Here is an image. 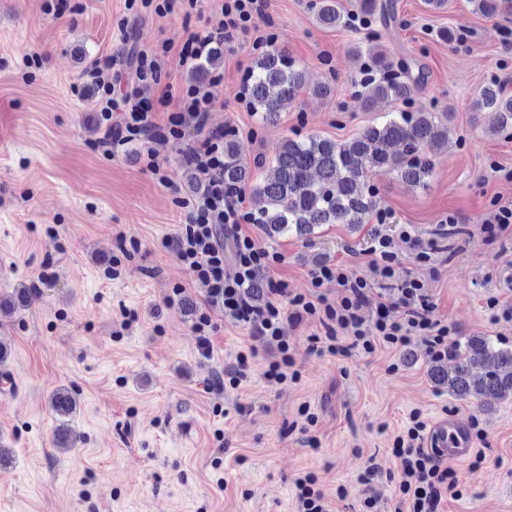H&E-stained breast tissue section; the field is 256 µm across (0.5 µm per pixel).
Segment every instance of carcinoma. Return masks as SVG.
I'll return each mask as SVG.
<instances>
[{
    "mask_svg": "<svg viewBox=\"0 0 512 512\" xmlns=\"http://www.w3.org/2000/svg\"><path fill=\"white\" fill-rule=\"evenodd\" d=\"M512 0H471L475 10L489 16ZM359 19L365 26L387 25L389 5L381 0H359ZM316 20L324 27L344 26L350 19L338 0H318ZM362 96L364 108L378 101H406L420 77L412 75L406 59L392 60L371 52ZM306 89L304 67L273 45L256 61L250 84V103L263 122L277 119L280 111ZM478 106L497 114L493 132L512 130V96L496 82L478 92ZM448 115L444 112H389L384 120L364 127L346 141L310 136L286 138L273 157L255 173L242 160L238 145L224 140V184L252 189L261 203L255 223L269 238L295 234L308 237L325 224L366 223L377 210L371 177L389 170L414 185H425L435 167V157L448 146ZM453 367L435 366L438 385L458 399H495L512 393V345L488 336L470 338L456 346ZM54 413H74L75 399L67 390L51 397Z\"/></svg>",
    "mask_w": 512,
    "mask_h": 512,
    "instance_id": "cac0c4a2",
    "label": "carcinoma"
}]
</instances>
